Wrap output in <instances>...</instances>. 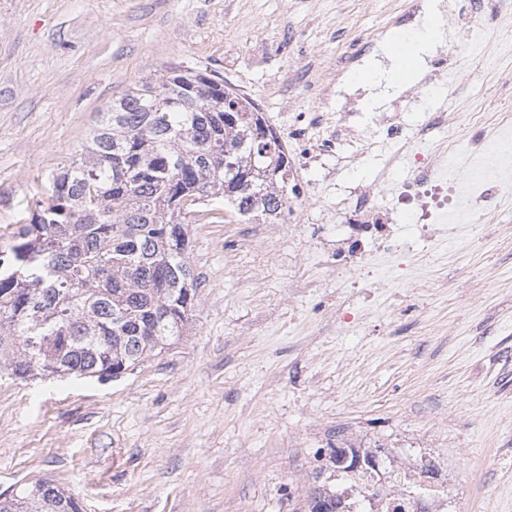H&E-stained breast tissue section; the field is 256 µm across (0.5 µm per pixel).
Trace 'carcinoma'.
I'll use <instances>...</instances> for the list:
<instances>
[{"instance_id": "obj_1", "label": "carcinoma", "mask_w": 512, "mask_h": 512, "mask_svg": "<svg viewBox=\"0 0 512 512\" xmlns=\"http://www.w3.org/2000/svg\"><path fill=\"white\" fill-rule=\"evenodd\" d=\"M288 150L258 105L224 80L174 65L112 99L78 151L45 181L30 219L0 245V372L109 380L160 355L191 324L198 290L189 222L224 212L278 224L294 192ZM33 328L47 337L38 357ZM351 512L318 485L304 512ZM0 512H83L39 480Z\"/></svg>"}]
</instances>
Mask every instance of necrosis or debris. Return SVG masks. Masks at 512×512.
<instances>
[{
    "label": "necrosis or debris",
    "mask_w": 512,
    "mask_h": 512,
    "mask_svg": "<svg viewBox=\"0 0 512 512\" xmlns=\"http://www.w3.org/2000/svg\"><path fill=\"white\" fill-rule=\"evenodd\" d=\"M463 25L496 29L512 24V0H457ZM322 100L336 102V139L354 156L369 154L377 138L355 119V97L344 83L319 86ZM493 95L492 113L463 112L459 106L477 95ZM512 66L489 70L470 61L456 78L448 100L424 112L413 127L398 113L379 118L391 160L406 159L410 174L395 186V207L385 206L380 184L358 187L336 204V275H349L350 260L367 262L372 249L392 257L399 277H406L404 257L414 246L462 226L511 224L503 203L512 195ZM413 216L409 236L396 226L395 211ZM368 495L355 501L353 512H447L448 491L440 470H427L424 460L392 470H373L362 480Z\"/></svg>",
    "instance_id": "obj_1"
}]
</instances>
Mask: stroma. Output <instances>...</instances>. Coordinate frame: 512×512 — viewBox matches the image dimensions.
Segmentation results:
<instances>
[{
    "instance_id": "35a3bbf8",
    "label": "stroma",
    "mask_w": 512,
    "mask_h": 512,
    "mask_svg": "<svg viewBox=\"0 0 512 512\" xmlns=\"http://www.w3.org/2000/svg\"><path fill=\"white\" fill-rule=\"evenodd\" d=\"M403 0H0V242L27 223L44 178L79 149L112 98L173 64L210 69L246 94L294 154L304 224L190 227L200 276L193 323L117 380L0 373V494L41 479L84 512H292L318 450L382 447L380 465L448 467V512H512V233L415 254L418 287L372 288L329 264L336 201L375 182L378 154L311 146L334 138L314 85L374 39L343 82L357 121L420 119L439 98L430 61L470 37L443 10L416 76L400 74ZM371 72L368 81L357 80ZM422 95V104L411 98Z\"/></svg>"
}]
</instances>
